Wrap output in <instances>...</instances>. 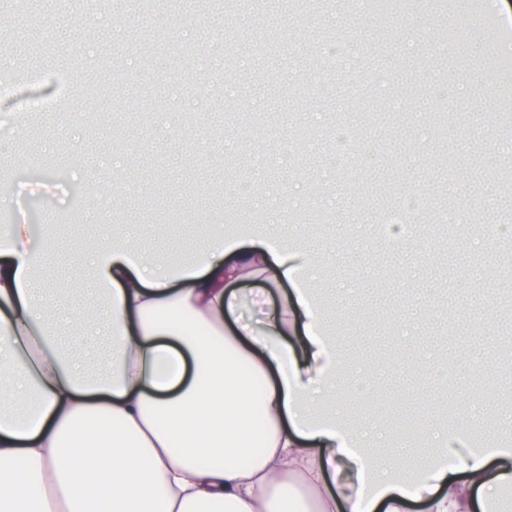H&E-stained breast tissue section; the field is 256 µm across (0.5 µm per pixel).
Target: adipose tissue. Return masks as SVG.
Segmentation results:
<instances>
[{"instance_id":"obj_1","label":"adipose tissue","mask_w":512,"mask_h":512,"mask_svg":"<svg viewBox=\"0 0 512 512\" xmlns=\"http://www.w3.org/2000/svg\"><path fill=\"white\" fill-rule=\"evenodd\" d=\"M79 249L106 301L70 318L103 321L95 380L57 346L29 225L0 218V512H494L512 492V429L480 446L456 425L416 461L328 411L342 358L305 248L217 224L161 269L116 235ZM256 279L292 293L226 329Z\"/></svg>"}]
</instances>
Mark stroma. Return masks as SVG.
I'll return each mask as SVG.
<instances>
[{
    "mask_svg": "<svg viewBox=\"0 0 512 512\" xmlns=\"http://www.w3.org/2000/svg\"><path fill=\"white\" fill-rule=\"evenodd\" d=\"M294 0H133L87 13L52 0L41 27L23 29L0 54V81L65 69L79 84L64 111L31 112L51 83L19 85L0 98V205L31 224L40 285L67 283L56 314L64 345L86 349L97 374L100 339H73L77 302L103 300L74 249L111 234L114 221L140 237L158 222L151 254L170 262L181 244L204 242L224 201L240 197L236 223L261 222L302 243L317 261L314 286L326 327L346 364L336 389L344 416L377 446L404 444L413 417L436 421L476 410L504 425L512 414V100H494L461 75L487 58L480 27L467 45L426 66L424 31L441 35L439 0H421L385 22L348 0H326L291 23ZM288 43L256 50L278 29ZM344 41L328 69L320 48ZM457 98L448 139L432 137L427 108ZM352 137L337 156L334 127ZM456 164L437 166L444 147ZM420 192L408 250L376 233L379 201Z\"/></svg>",
    "mask_w": 512,
    "mask_h": 512,
    "instance_id": "1",
    "label": "stroma"
}]
</instances>
